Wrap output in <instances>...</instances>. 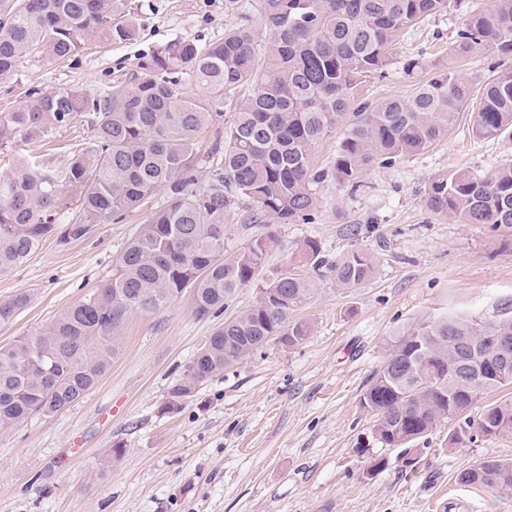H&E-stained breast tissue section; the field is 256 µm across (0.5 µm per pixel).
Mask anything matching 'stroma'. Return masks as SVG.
<instances>
[{
	"instance_id": "stroma-1",
	"label": "stroma",
	"mask_w": 512,
	"mask_h": 512,
	"mask_svg": "<svg viewBox=\"0 0 512 512\" xmlns=\"http://www.w3.org/2000/svg\"><path fill=\"white\" fill-rule=\"evenodd\" d=\"M492 0H455L400 46L365 98L408 97L417 80L402 67L422 56L458 70L471 87L447 138L389 165H374L357 190L326 179L308 223L251 222L239 199L224 214V250L276 231L277 247L253 282L222 311L199 319L192 292L117 328L120 350L79 402L51 417L37 415L0 431V512H512V493L461 484L459 474L486 457L512 459V435L476 436L448 445L450 423L402 448L382 445L361 406L372 373L393 336L438 315L489 322L512 316V229L463 224L430 211L425 187L465 169L512 164V139H482L472 112L490 78V58L456 59L448 46L465 17ZM140 29L135 39L87 38L75 57H26L0 79V112L31 90L78 88L93 94L123 79L138 59L177 39L200 44L227 27H260L259 0H129ZM148 216L90 224L51 237L0 278V300L28 292L31 301L0 325V346L47 327L111 276L116 260ZM316 240L329 264L356 250L374 272L360 287L337 286L327 268L296 258ZM291 268L315 292L297 311L311 326L295 348L271 341L166 410L171 386L228 317L256 303L280 270ZM122 445L113 457L114 445Z\"/></svg>"
}]
</instances>
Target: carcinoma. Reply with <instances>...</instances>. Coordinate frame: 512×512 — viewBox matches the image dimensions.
<instances>
[{"instance_id": "obj_1", "label": "carcinoma", "mask_w": 512, "mask_h": 512, "mask_svg": "<svg viewBox=\"0 0 512 512\" xmlns=\"http://www.w3.org/2000/svg\"><path fill=\"white\" fill-rule=\"evenodd\" d=\"M450 0H262L260 41L247 25L224 29L202 47L168 43L143 57L127 77L91 95L76 88L36 91L13 112L0 113V152L17 151L89 114V147L65 166L20 161L0 176V278L37 252L60 223L69 201L78 224L119 222L159 191L166 203L140 225L116 261L112 277L47 328L0 347V430L35 414L50 416L78 402L117 353L114 330L134 312H155L193 289V312L203 318L254 280L277 246L276 232L224 255V210L241 198L252 218L271 224L307 221L317 207L314 186L327 177L352 189L374 164L421 153L448 135L471 88L453 68L412 58L405 68L428 73L407 98L359 100L363 83L393 63L395 46L417 24L448 10ZM138 20L127 0H19L0 21V78L32 54L66 58L86 36L103 41L136 37ZM489 53L512 57V0H493L470 14L448 48L453 57ZM473 130L482 139L512 137V69L491 66ZM190 82L200 97H181ZM224 134V149L200 154L198 137L224 100L240 89ZM340 141L329 169L312 163L315 146L334 129ZM211 181L195 189L201 162ZM427 207L464 224L512 228V164L490 173L440 175L424 191ZM320 268L313 239L297 252ZM342 288H357L373 271L372 258L353 252L328 265ZM312 292L310 281L289 273L266 288L253 306L209 336L203 363H189L169 391V405L192 396L205 381L238 364L271 339L296 347L311 325L295 312ZM30 302L20 291L0 301V323ZM509 336L507 350L490 337ZM505 352L511 375L494 377L477 359ZM512 386V318L475 323L430 316L393 337L361 400L381 443L402 447L444 420L455 423L448 444L512 435V400L472 408L488 392ZM465 485L512 492V459L488 457L459 475Z\"/></svg>"}]
</instances>
